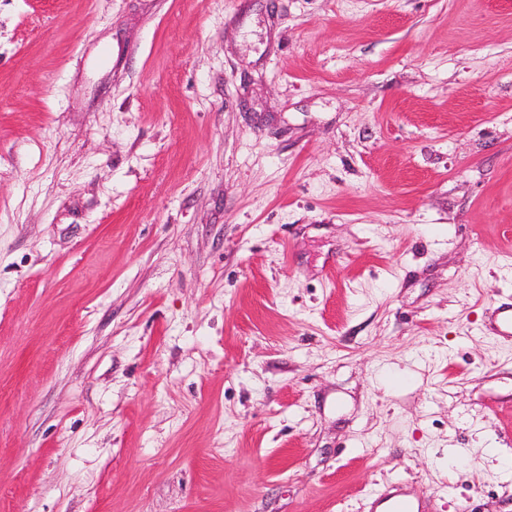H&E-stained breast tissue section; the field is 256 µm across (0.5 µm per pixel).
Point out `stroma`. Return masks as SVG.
Wrapping results in <instances>:
<instances>
[{
    "instance_id": "stroma-1",
    "label": "stroma",
    "mask_w": 512,
    "mask_h": 512,
    "mask_svg": "<svg viewBox=\"0 0 512 512\" xmlns=\"http://www.w3.org/2000/svg\"><path fill=\"white\" fill-rule=\"evenodd\" d=\"M512 0H0V512H512Z\"/></svg>"
}]
</instances>
